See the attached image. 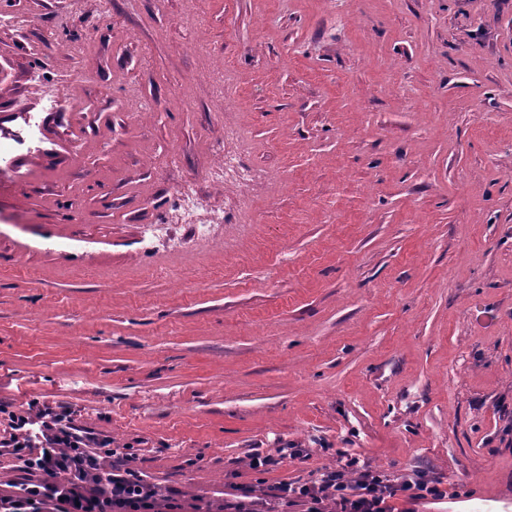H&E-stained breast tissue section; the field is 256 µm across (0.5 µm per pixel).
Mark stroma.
<instances>
[{
  "label": "stroma",
  "instance_id": "1",
  "mask_svg": "<svg viewBox=\"0 0 512 512\" xmlns=\"http://www.w3.org/2000/svg\"><path fill=\"white\" fill-rule=\"evenodd\" d=\"M198 8L200 50L186 0H0L29 20L0 27V403L69 407L176 490L158 512H303L278 487L343 450L441 478L418 512L511 498L512 0ZM76 66L94 82L43 111ZM228 127L246 192L206 177ZM179 186L227 223L153 237Z\"/></svg>",
  "mask_w": 512,
  "mask_h": 512
}]
</instances>
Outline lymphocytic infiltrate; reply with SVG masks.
<instances>
[{"mask_svg": "<svg viewBox=\"0 0 512 512\" xmlns=\"http://www.w3.org/2000/svg\"><path fill=\"white\" fill-rule=\"evenodd\" d=\"M0 447L10 449L20 472L0 495V512H155L157 490L133 470L112 465L116 449L89 436L69 408L0 405ZM402 495L416 502L446 492L424 472L395 477L343 453L313 481L280 486L278 497L306 512H323L328 500L336 512H392L391 500Z\"/></svg>", "mask_w": 512, "mask_h": 512, "instance_id": "lymphocytic-infiltrate-1", "label": "lymphocytic infiltrate"}]
</instances>
